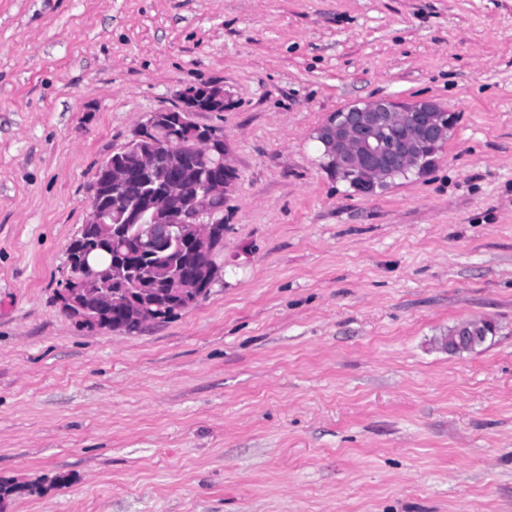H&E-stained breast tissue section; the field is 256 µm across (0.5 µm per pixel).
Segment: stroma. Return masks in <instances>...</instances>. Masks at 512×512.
Returning a JSON list of instances; mask_svg holds the SVG:
<instances>
[{
    "instance_id": "1",
    "label": "stroma",
    "mask_w": 512,
    "mask_h": 512,
    "mask_svg": "<svg viewBox=\"0 0 512 512\" xmlns=\"http://www.w3.org/2000/svg\"><path fill=\"white\" fill-rule=\"evenodd\" d=\"M200 84L222 276L80 329L89 184ZM379 97L457 121L365 195L316 131ZM0 512H512V0H0ZM213 108H224V89L218 85L203 84L187 88L182 94V106L177 109H159L152 113L143 125L149 130L151 117L158 112H182L192 119L193 112H215ZM484 321L482 322H473L462 324L457 327L453 334L446 339L445 348L449 353H456L464 348H467L472 345V342L476 339V336L472 335V331L474 328H478L482 326ZM493 326L490 324L489 327H486L484 331L479 332V336H485L476 341L470 349L475 348L478 345H481L488 337V334L492 332ZM469 349V350H470Z\"/></svg>"
}]
</instances>
